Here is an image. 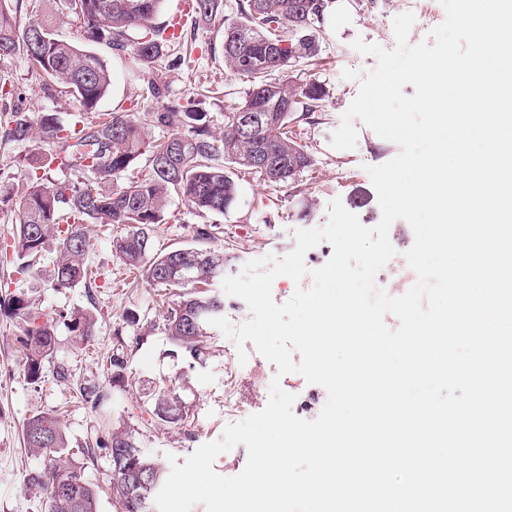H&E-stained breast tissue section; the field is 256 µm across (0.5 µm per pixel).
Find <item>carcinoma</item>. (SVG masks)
<instances>
[{
	"label": "carcinoma",
	"instance_id": "cac0c4a2",
	"mask_svg": "<svg viewBox=\"0 0 512 512\" xmlns=\"http://www.w3.org/2000/svg\"><path fill=\"white\" fill-rule=\"evenodd\" d=\"M48 0H0V60L25 56L41 77L45 88L60 86L74 97L82 112H93L108 95L112 73L107 61L79 44L59 39ZM164 0H65L69 13L83 29L84 38L104 46L118 56H133L150 75L143 93L156 104L142 112H112L96 124L78 119L66 124L58 113L38 114L23 105L21 98L0 94V110L7 121L0 123L1 142L32 138L33 129L47 143H60L56 154L31 152L14 160L23 172L25 189L19 200L0 198L17 209L16 238L18 272L37 263L48 240L57 243L59 254L52 288H73L88 281L90 249L88 224H117L126 232L112 240V252L128 268L138 270L149 283L167 288L177 296L164 315V329L179 349L191 356L204 354L209 319L224 312L218 295L189 291L197 283L216 279L224 270V254L196 245L184 246L148 257L154 232L164 223L170 198L180 196L201 213L227 214L238 196L234 170L256 176L269 187L283 186L312 165L310 153L288 138L286 128L296 112H315L324 100L317 80L296 83L288 73L310 62L319 53L312 32L324 22L321 0H235L237 18L224 24V66L250 83L244 99L224 112V132L211 130L208 113L192 102L171 100L156 73L175 66V43L186 37L172 21L155 23ZM197 20L210 21L220 15L224 0H191ZM38 19L22 27L21 14ZM250 58L243 67L241 55ZM242 112H266L269 121L259 131L262 139L275 141L276 149L262 163L254 164L255 142L238 133L236 118ZM173 130L164 140L146 139L147 127ZM148 155L149 171L141 178L112 189V184L137 160ZM87 172L92 178L51 182L38 171L51 166ZM0 314L18 327L15 341L22 353V371L37 383L45 363L52 357L58 324L81 339L93 335L95 318L87 311L56 312L33 302L23 292L0 296ZM126 360L118 354L109 360V385L123 383ZM80 393L92 408L108 396L97 386H82ZM153 413L162 422L182 424L187 413L179 397L167 387L153 396ZM25 447L42 457V467L31 481L48 489L47 512H98L99 486L85 475V467L74 458L67 435L58 420L48 413L30 417L23 431ZM96 448L107 451L121 463L111 475L109 489L116 512H153L152 495L160 484L161 462L146 456L132 430L115 428L95 438ZM151 476L148 484L139 474Z\"/></svg>",
	"mask_w": 512,
	"mask_h": 512
}]
</instances>
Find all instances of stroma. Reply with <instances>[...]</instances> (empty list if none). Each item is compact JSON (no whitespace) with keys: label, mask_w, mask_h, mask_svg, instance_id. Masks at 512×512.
<instances>
[{"label":"stroma","mask_w":512,"mask_h":512,"mask_svg":"<svg viewBox=\"0 0 512 512\" xmlns=\"http://www.w3.org/2000/svg\"><path fill=\"white\" fill-rule=\"evenodd\" d=\"M341 2L344 11L335 24H324L313 33L320 48L315 64L301 65L290 74L291 80L299 83L318 80L326 92L322 111L298 116L288 127L289 135L311 154L312 166L283 188L266 186L249 175L239 177L237 201L224 215L196 212L180 197H172L165 222L153 240V252L194 244L196 227L212 224L216 231L206 246L227 254L224 272L235 275L249 260L289 253L295 246L294 230L323 226L333 199H341L364 226L378 224L381 210L367 169L394 158L399 146L363 125L358 128L355 148L338 150L331 145L332 134L359 88L357 81L343 78V71H368L376 65L374 57L361 56L351 43L360 37L394 48L392 20L409 10L415 15L409 41L418 43L444 21L445 10L440 0ZM186 27L194 34L193 52L183 65L164 72L167 93L173 100L200 102L212 129L219 132L224 128L226 107L241 101L249 84L224 65L223 18L208 23L191 19ZM100 54L114 71V92L96 111L82 114L84 120L94 122L99 115L116 110H144L141 83L131 75V59L105 48ZM0 84L20 93L32 111L52 110L65 121L78 112L67 93L52 99L46 96L24 57L0 61ZM120 232V227L110 224L87 225L91 243L88 262L96 279L92 288L53 289L57 250L52 243L38 266L24 276L15 273L13 262L0 260V286L24 291L32 300L64 312L86 309L96 317L93 336L87 342H76L66 328H59L44 378L32 384L18 365L14 326L0 316V512H44L47 491L30 481L40 469L41 459L23 445L24 424L35 413L56 415L75 449L103 428L135 429L144 454L161 461L169 453L186 458L202 444L222 437L227 425L225 387L237 393L240 408L235 418L239 421L264 409L276 376L285 391L310 400V409L302 413L305 419L316 418L327 400L321 386L307 383L300 374L278 375L276 365L253 344L245 346L247 362L239 363L235 344L225 341L219 329H211L203 359L175 349L165 333L164 310L159 306L163 288L129 272L112 253V238ZM389 239L397 254L379 272L377 283L389 296L398 297L407 291L410 267L404 254L412 246L414 234L406 221L397 220L389 229ZM119 348L127 360L124 386L110 394L102 409L93 410L78 387L84 383L107 386L106 368L113 350ZM62 369L68 370L69 379L59 377ZM162 385L179 396L188 414L184 424L163 423L151 413V399Z\"/></svg>","instance_id":"stroma-1"}]
</instances>
